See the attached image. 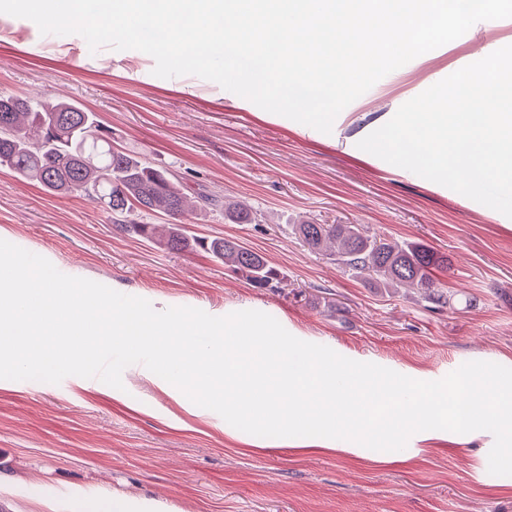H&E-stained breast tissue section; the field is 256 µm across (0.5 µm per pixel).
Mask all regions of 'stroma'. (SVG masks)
I'll return each mask as SVG.
<instances>
[{"mask_svg":"<svg viewBox=\"0 0 512 512\" xmlns=\"http://www.w3.org/2000/svg\"><path fill=\"white\" fill-rule=\"evenodd\" d=\"M507 45L512 18L478 22L383 77L324 134L213 81L157 77L140 51L90 53L80 35H44L0 13V91L82 103L114 145L174 170L189 197L211 190L256 211L258 223L230 224L211 210L188 231L237 239L283 280L253 287L206 252L115 231L87 197L1 171L0 239L155 310L261 311L300 340L417 380L468 361L512 367V218L358 147L403 103ZM307 221L434 249L448 259L434 273L447 305L352 276L293 233ZM122 380L119 390L77 376L0 379V512H105L116 495L156 512H512V476L488 471L490 432L422 431L400 451L343 439L321 450L314 437L238 430L143 365Z\"/></svg>","mask_w":512,"mask_h":512,"instance_id":"obj_1","label":"stroma"}]
</instances>
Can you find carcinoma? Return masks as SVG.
I'll use <instances>...</instances> for the list:
<instances>
[{
	"mask_svg": "<svg viewBox=\"0 0 512 512\" xmlns=\"http://www.w3.org/2000/svg\"><path fill=\"white\" fill-rule=\"evenodd\" d=\"M112 131L94 112L71 101L34 102L0 91V168L33 181L54 194H79L104 201L119 230L157 241L174 253L201 249L250 284L266 288L278 271L261 254L234 238L207 240L186 229V193L178 175L145 159L107 148ZM167 217L163 233L157 225L133 216ZM224 220L250 224L254 213L245 205L224 202ZM296 232L314 251H331L352 275L379 286L404 284L419 288L436 304L446 303L432 271L444 264L432 249L389 241L364 232L360 224H298Z\"/></svg>",
	"mask_w": 512,
	"mask_h": 512,
	"instance_id": "cac0c4a2",
	"label": "carcinoma"
}]
</instances>
